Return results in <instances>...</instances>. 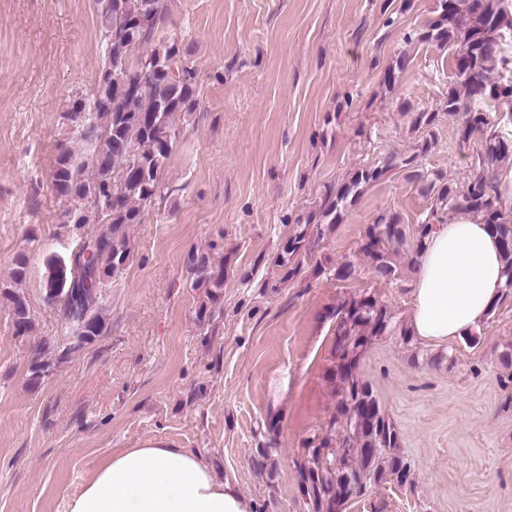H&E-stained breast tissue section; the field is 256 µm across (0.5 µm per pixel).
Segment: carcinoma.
Returning a JSON list of instances; mask_svg holds the SVG:
<instances>
[{
	"instance_id": "obj_1",
	"label": "carcinoma",
	"mask_w": 512,
	"mask_h": 512,
	"mask_svg": "<svg viewBox=\"0 0 512 512\" xmlns=\"http://www.w3.org/2000/svg\"><path fill=\"white\" fill-rule=\"evenodd\" d=\"M168 0H94L103 34V71L123 74L124 87L106 89L100 97H77L64 114L74 128V146L58 147L51 169V184L65 200L64 224L82 230L101 224L97 232L81 234L79 249L68 255L45 259V298L61 307L64 334L97 338L107 329L104 295L117 282L133 256L129 231L143 222L148 207L172 193L162 181L172 155L178 122L198 106V73L181 50L176 35L158 36ZM512 18L506 0H440L437 17L419 32L405 36L440 48L458 46L454 55V82L442 104L443 114L456 122L459 142L478 135L480 143L471 165L476 172L459 189L438 171L415 170L412 177L430 199L428 213L419 224H402L396 216H380L369 225L360 252L366 266L380 280L396 275L397 259L407 251L408 269L416 270L427 237L436 224L465 215L487 225L497 237L505 267L506 284L486 314L491 319L512 298V206L494 170L512 159V131L503 121H512L491 111V102L512 105ZM403 51L384 72L382 85L391 92L409 63ZM438 112H415L412 128L426 135L419 153L389 155L378 164L354 170L345 181L329 189L319 208L306 216L304 227L289 235L281 247L279 266L296 275L298 256L311 251L312 236L321 226L342 221L364 188L384 179L395 168L416 163L435 144L430 128ZM189 267L194 289L203 288L206 301L197 311L200 321L213 318L208 302L216 301L224 287V261L192 251ZM107 279L89 288L92 274ZM318 273L338 281L356 275V266L344 262L322 266ZM28 276V258L21 253L5 282L0 298L8 303L17 336H29L34 325L27 300L21 292ZM394 315L370 293L355 294L336 308L337 413L330 433L314 447L312 460L300 468V480L308 512H345L347 504L381 483L415 484L411 462L400 451L394 421L380 403L372 385L363 380L358 366L363 354L380 337L394 329ZM34 361L29 381L40 384L44 369L63 362Z\"/></svg>"
}]
</instances>
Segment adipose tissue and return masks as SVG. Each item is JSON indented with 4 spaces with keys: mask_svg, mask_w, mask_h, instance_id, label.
I'll use <instances>...</instances> for the list:
<instances>
[{
    "mask_svg": "<svg viewBox=\"0 0 512 512\" xmlns=\"http://www.w3.org/2000/svg\"><path fill=\"white\" fill-rule=\"evenodd\" d=\"M499 244L463 218L436 225L411 283V329L445 343L476 327L505 287ZM66 512H252L249 500L188 448L149 443L101 459Z\"/></svg>",
    "mask_w": 512,
    "mask_h": 512,
    "instance_id": "adipose-tissue-1",
    "label": "adipose tissue"
}]
</instances>
